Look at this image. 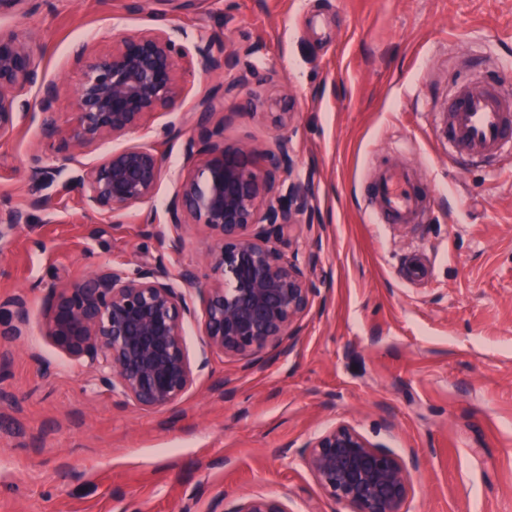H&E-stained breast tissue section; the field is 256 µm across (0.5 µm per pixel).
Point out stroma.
Masks as SVG:
<instances>
[{
	"instance_id": "obj_1",
	"label": "stroma",
	"mask_w": 512,
	"mask_h": 512,
	"mask_svg": "<svg viewBox=\"0 0 512 512\" xmlns=\"http://www.w3.org/2000/svg\"><path fill=\"white\" fill-rule=\"evenodd\" d=\"M170 28L189 44L240 52L247 83L212 126L228 143L288 137L292 176L313 181L318 222L276 245L305 258L315 290L299 336L252 368L216 357L193 391L159 412L110 393L43 337L53 285L119 264L152 263L146 210L164 216L185 163L164 143L150 206L83 218L73 182L113 142L66 161L28 104L0 142V207L28 224L0 237V301L25 296L32 319L0 368V512H230L238 497L282 499L291 512H348L324 498L301 460L306 443L344 422L395 452L415 449L409 512H512V156L458 167L441 131L456 87L500 83L512 95V0H28L0 27L32 35L35 61L65 90L55 117L74 122L85 41ZM234 74L194 55L188 94L148 114L138 141L193 134V95ZM292 99L287 128L266 114ZM50 166L35 178L30 158ZM409 166L425 193L419 224H377L371 169Z\"/></svg>"
}]
</instances>
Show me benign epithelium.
<instances>
[{
    "instance_id": "obj_1",
    "label": "benign epithelium",
    "mask_w": 512,
    "mask_h": 512,
    "mask_svg": "<svg viewBox=\"0 0 512 512\" xmlns=\"http://www.w3.org/2000/svg\"><path fill=\"white\" fill-rule=\"evenodd\" d=\"M191 49L162 27L123 34L109 53L78 45L75 61L81 80L74 93L76 123L63 127L53 118L63 87L45 80L35 61L33 38L0 29V139L9 136L20 114V98L35 94L47 115L46 135L64 150L138 131L145 116L169 109L185 96L178 74ZM212 70H233L236 52L204 51ZM224 94L196 98L197 135L184 141L186 166L164 221L150 213L143 223H162L155 232L160 253L152 265L129 273L100 266L74 282L51 288L44 312L45 339L72 361L99 375L124 401L144 411H160L182 401L194 388L207 355L221 354L252 367L298 336L312 308L306 267L273 244V237L296 225L315 224L307 184L290 179L293 147L281 138L272 148L226 143L210 130L224 108ZM281 127L294 113L290 100L272 101ZM162 170V153L133 143L112 150L74 177L80 209L86 214L120 215L150 201ZM279 204L266 203L272 190ZM28 223L20 207L0 209V236ZM203 227L214 244L196 264L173 271L168 255L179 250L185 232ZM198 287L202 310V349L198 364L188 354L185 327L195 309L175 281ZM8 318L0 321V340L25 335L31 321L27 300L15 296ZM303 463L323 496L349 512H407L413 496L414 452L404 457L373 443L347 423L321 432L306 445ZM231 512H292L276 497L246 493Z\"/></svg>"
}]
</instances>
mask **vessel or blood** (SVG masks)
<instances>
[{
  "label": "vessel or blood",
  "instance_id": "1",
  "mask_svg": "<svg viewBox=\"0 0 512 512\" xmlns=\"http://www.w3.org/2000/svg\"><path fill=\"white\" fill-rule=\"evenodd\" d=\"M443 129L461 159L495 161L512 149V98L480 83L463 86L448 103ZM369 185L372 213L387 217L392 224L421 222L425 195L408 169L372 170Z\"/></svg>",
  "mask_w": 512,
  "mask_h": 512
}]
</instances>
